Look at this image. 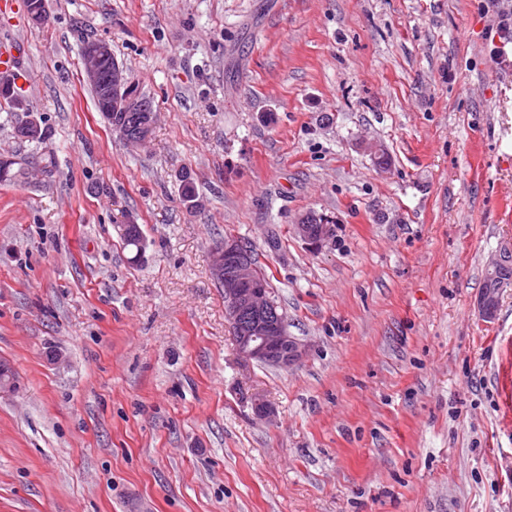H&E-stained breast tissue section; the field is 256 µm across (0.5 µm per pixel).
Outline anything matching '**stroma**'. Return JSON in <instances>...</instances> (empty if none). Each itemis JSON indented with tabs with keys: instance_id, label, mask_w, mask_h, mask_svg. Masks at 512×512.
Returning a JSON list of instances; mask_svg holds the SVG:
<instances>
[{
	"instance_id": "obj_1",
	"label": "stroma",
	"mask_w": 512,
	"mask_h": 512,
	"mask_svg": "<svg viewBox=\"0 0 512 512\" xmlns=\"http://www.w3.org/2000/svg\"><path fill=\"white\" fill-rule=\"evenodd\" d=\"M47 7L0 0L50 133L0 107L31 173L0 183V512H512V288L476 308L512 249V0ZM78 26L152 102L145 146L96 110ZM310 212L319 249L292 229ZM229 235L299 365L237 354Z\"/></svg>"
}]
</instances>
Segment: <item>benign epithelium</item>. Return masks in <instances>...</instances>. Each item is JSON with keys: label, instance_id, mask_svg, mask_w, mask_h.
<instances>
[{"label": "benign epithelium", "instance_id": "benign-epithelium-1", "mask_svg": "<svg viewBox=\"0 0 512 512\" xmlns=\"http://www.w3.org/2000/svg\"><path fill=\"white\" fill-rule=\"evenodd\" d=\"M32 23L43 26L49 21L46 0H31L27 6ZM83 80L96 88L107 107L133 113L138 125L137 137L127 135L126 123L116 126L121 138L131 144H144L151 135L156 113L133 95L132 80L126 68L112 58L109 42L95 37L85 38ZM23 111L21 127L28 138L39 135L40 123L33 111L18 104ZM293 232L309 245L320 248L332 235V225L313 224L308 215L293 225ZM212 275L224 288V306L231 322L236 350L243 359L291 368L303 357L299 340L289 335L288 320L280 315L252 262L249 249L234 236L224 237L215 247Z\"/></svg>", "mask_w": 512, "mask_h": 512}]
</instances>
